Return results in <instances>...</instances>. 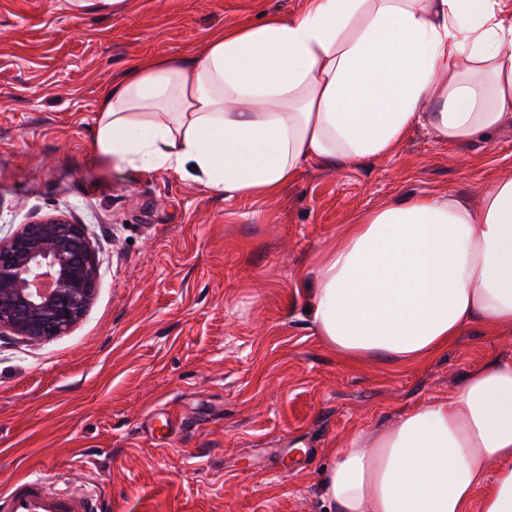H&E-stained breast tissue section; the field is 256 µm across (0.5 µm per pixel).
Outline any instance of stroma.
Masks as SVG:
<instances>
[{"label": "stroma", "mask_w": 512, "mask_h": 512, "mask_svg": "<svg viewBox=\"0 0 512 512\" xmlns=\"http://www.w3.org/2000/svg\"><path fill=\"white\" fill-rule=\"evenodd\" d=\"M302 3L0 0V238L64 216L100 267L68 334L0 336V492L38 473L96 491L101 512H326L317 481L337 438L512 352V334L476 326L428 361L344 364L311 325L305 276L360 210L448 192L478 204L512 170L511 124L454 146L419 128L390 156L307 166L260 199L97 153L99 104L136 60Z\"/></svg>", "instance_id": "stroma-1"}]
</instances>
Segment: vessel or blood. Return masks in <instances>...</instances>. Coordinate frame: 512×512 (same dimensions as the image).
Masks as SVG:
<instances>
[{
	"label": "vessel or blood",
	"instance_id": "b4317fda",
	"mask_svg": "<svg viewBox=\"0 0 512 512\" xmlns=\"http://www.w3.org/2000/svg\"><path fill=\"white\" fill-rule=\"evenodd\" d=\"M98 496L86 490L50 491L33 475L0 493V512H97Z\"/></svg>",
	"mask_w": 512,
	"mask_h": 512
}]
</instances>
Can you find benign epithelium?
<instances>
[{
    "label": "benign epithelium",
    "instance_id": "obj_1",
    "mask_svg": "<svg viewBox=\"0 0 512 512\" xmlns=\"http://www.w3.org/2000/svg\"><path fill=\"white\" fill-rule=\"evenodd\" d=\"M99 275L82 224L50 217L0 240V336L29 343L66 334L85 315Z\"/></svg>",
    "mask_w": 512,
    "mask_h": 512
}]
</instances>
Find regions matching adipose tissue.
I'll list each match as a JSON object with an SVG mask.
<instances>
[{
	"mask_svg": "<svg viewBox=\"0 0 512 512\" xmlns=\"http://www.w3.org/2000/svg\"><path fill=\"white\" fill-rule=\"evenodd\" d=\"M509 122L503 0H303L136 63L101 101L95 145L132 170L271 198L305 165L389 156L418 126L463 144ZM309 274L311 322L352 363L422 361L476 325L512 332V172L475 207L441 194L358 212ZM327 454L330 512H512V355Z\"/></svg>",
	"mask_w": 512,
	"mask_h": 512,
	"instance_id": "obj_1",
	"label": "adipose tissue"
}]
</instances>
